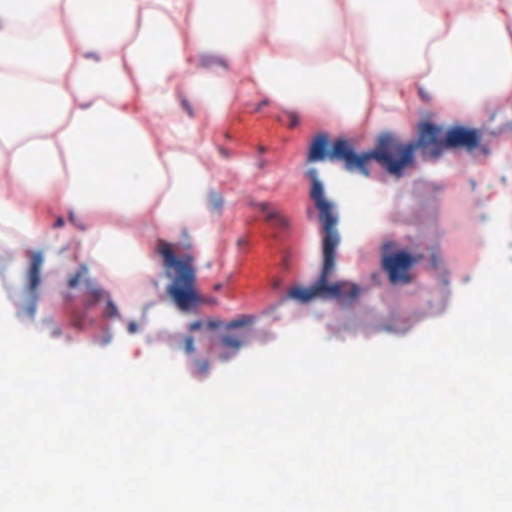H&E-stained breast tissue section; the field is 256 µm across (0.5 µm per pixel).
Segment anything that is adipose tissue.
<instances>
[{"label":"adipose tissue","instance_id":"1","mask_svg":"<svg viewBox=\"0 0 512 512\" xmlns=\"http://www.w3.org/2000/svg\"><path fill=\"white\" fill-rule=\"evenodd\" d=\"M99 2L0 0V255L18 282L28 252L58 271L79 258L131 319L163 273L162 241L190 229L200 254L216 251L207 136L245 96L359 149L383 129L411 136L424 107L459 125L512 114V0ZM395 16L409 22L396 45ZM476 30L494 34L480 75L464 66ZM94 133L125 159L112 179L82 151ZM61 212L75 231L51 223Z\"/></svg>","mask_w":512,"mask_h":512}]
</instances>
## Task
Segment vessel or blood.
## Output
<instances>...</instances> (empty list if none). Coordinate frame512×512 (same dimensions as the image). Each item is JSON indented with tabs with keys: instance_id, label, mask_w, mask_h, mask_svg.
Listing matches in <instances>:
<instances>
[{
	"instance_id": "1",
	"label": "vessel or blood",
	"mask_w": 512,
	"mask_h": 512,
	"mask_svg": "<svg viewBox=\"0 0 512 512\" xmlns=\"http://www.w3.org/2000/svg\"><path fill=\"white\" fill-rule=\"evenodd\" d=\"M301 125L290 112L251 106L219 129L225 147L246 162L274 167L296 142ZM299 208L258 199L241 214L224 255V280L217 290L225 305L239 307L282 296L297 273Z\"/></svg>"
}]
</instances>
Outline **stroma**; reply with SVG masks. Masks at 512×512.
<instances>
[{
    "instance_id": "1",
    "label": "stroma",
    "mask_w": 512,
    "mask_h": 512,
    "mask_svg": "<svg viewBox=\"0 0 512 512\" xmlns=\"http://www.w3.org/2000/svg\"><path fill=\"white\" fill-rule=\"evenodd\" d=\"M499 130L491 113L480 125L460 127L437 123L431 110L425 109L413 137L384 130L377 134L372 149L358 150L323 125L313 124L273 173L244 167L226 155L223 145L212 143L213 160L221 174L208 206L220 226L221 242L231 240L239 214L261 197L276 198L289 208L301 206L308 217L299 227L306 241L299 257L301 273L283 298L238 311L225 309L214 296L215 286L224 278L223 262L199 255L192 235L187 234L161 245L164 278L146 289L150 304L140 319L118 313L91 272L77 261L64 271L71 281L70 291L55 293L57 276L38 252L26 258L27 281L21 292L0 281V301L21 330L40 335L58 348L98 353L118 349L134 366L161 352L174 358L189 384L207 386L248 355L277 346L291 314L319 309L338 321L362 300L365 291L357 271L344 258L349 204L338 193L339 185L354 181L392 185L391 208L411 213L418 208L425 187L443 176L449 160L489 159ZM385 247V277L428 271L424 244H408L394 233ZM453 310V304L442 303L420 316L402 315L393 327L383 325L357 336L329 334L325 341L336 346L407 341Z\"/></svg>"
}]
</instances>
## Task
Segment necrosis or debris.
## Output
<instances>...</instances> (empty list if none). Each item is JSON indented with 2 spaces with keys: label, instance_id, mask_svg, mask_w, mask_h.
Wrapping results in <instances>:
<instances>
[{
  "label": "necrosis or debris",
  "instance_id": "4bbe7bcc",
  "mask_svg": "<svg viewBox=\"0 0 512 512\" xmlns=\"http://www.w3.org/2000/svg\"><path fill=\"white\" fill-rule=\"evenodd\" d=\"M494 160L479 166L471 180L458 179L457 169H450L447 180L431 189L427 221L402 227L399 221L387 219L377 201L376 189L358 183L344 185L342 195L350 202V222L346 224L348 259L357 260L360 279L371 290L364 305L336 325L341 334H356L368 324H378L401 313L423 314L428 306L447 298L451 286L459 285L474 270L483 269L490 256L476 252V244L489 233L498 209H506V220L512 222V125L504 124L493 146ZM492 185L491 196L474 193V185ZM404 229L407 238L428 242L433 264L442 278L439 284L430 279H405L400 290L383 287L377 273L384 262L380 226Z\"/></svg>",
  "mask_w": 512,
  "mask_h": 512
}]
</instances>
